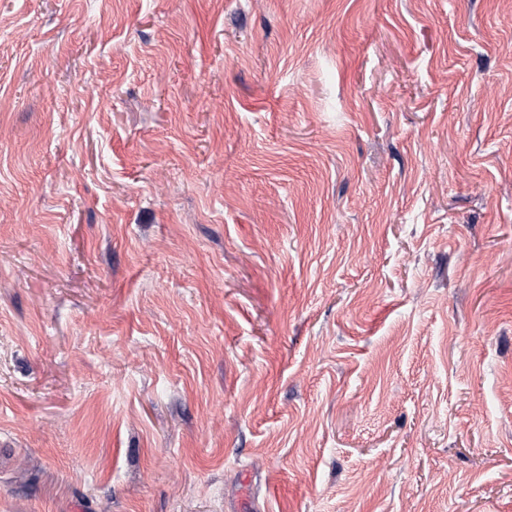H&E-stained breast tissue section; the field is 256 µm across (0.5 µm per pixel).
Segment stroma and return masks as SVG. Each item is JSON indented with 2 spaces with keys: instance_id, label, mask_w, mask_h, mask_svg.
I'll return each mask as SVG.
<instances>
[{
  "instance_id": "obj_1",
  "label": "stroma",
  "mask_w": 512,
  "mask_h": 512,
  "mask_svg": "<svg viewBox=\"0 0 512 512\" xmlns=\"http://www.w3.org/2000/svg\"><path fill=\"white\" fill-rule=\"evenodd\" d=\"M0 512H512V0H0Z\"/></svg>"
}]
</instances>
